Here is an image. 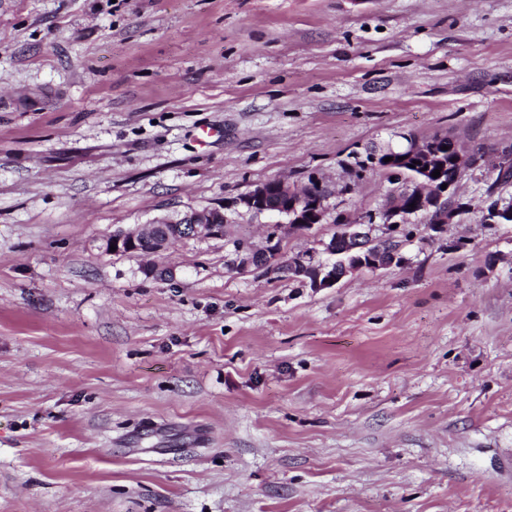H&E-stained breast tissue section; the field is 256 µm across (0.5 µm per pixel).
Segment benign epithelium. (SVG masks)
<instances>
[{
  "mask_svg": "<svg viewBox=\"0 0 512 512\" xmlns=\"http://www.w3.org/2000/svg\"><path fill=\"white\" fill-rule=\"evenodd\" d=\"M453 162L457 174L461 175L478 167L482 161L477 155L452 143ZM417 158L419 164L414 170L407 169L409 160ZM435 154L427 149L415 136L409 137V148L406 152L392 155L387 166L394 172H402L414 183H426L433 169ZM454 199L453 205L447 207L441 215V223L454 224L459 214L467 209V205L458 196L457 179L447 183V187L438 191L437 196L427 199L418 196L421 208L430 210L441 204L447 197ZM238 204L256 215L273 214L283 216L286 221L274 224L268 233L269 239L283 238L299 232L307 225L323 223L326 216L324 200H313L303 191L295 189L279 180L262 182L251 191L239 198ZM407 221V214L397 213L388 221H376V216L358 221H344L342 232L338 238L346 244L343 253L349 254L357 249L367 247L365 241L373 239V231L381 228L393 232L392 225H402ZM224 209L205 208L190 209L177 219H156L147 224H136L129 228H118L100 239L99 249L110 252V246H116L115 255L137 256L140 254L139 244L148 242L152 247V255L158 256L166 252L173 240L182 238L222 239L226 231Z\"/></svg>",
  "mask_w": 512,
  "mask_h": 512,
  "instance_id": "1",
  "label": "benign epithelium"
}]
</instances>
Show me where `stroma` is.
Listing matches in <instances>:
<instances>
[{
  "label": "stroma",
  "instance_id": "obj_1",
  "mask_svg": "<svg viewBox=\"0 0 512 512\" xmlns=\"http://www.w3.org/2000/svg\"><path fill=\"white\" fill-rule=\"evenodd\" d=\"M436 133L480 199L512 0H0V512H512V224L321 289L233 251L277 221L242 195L315 181L277 259H325L401 190L356 161ZM213 207L164 276L97 249Z\"/></svg>",
  "mask_w": 512,
  "mask_h": 512
}]
</instances>
